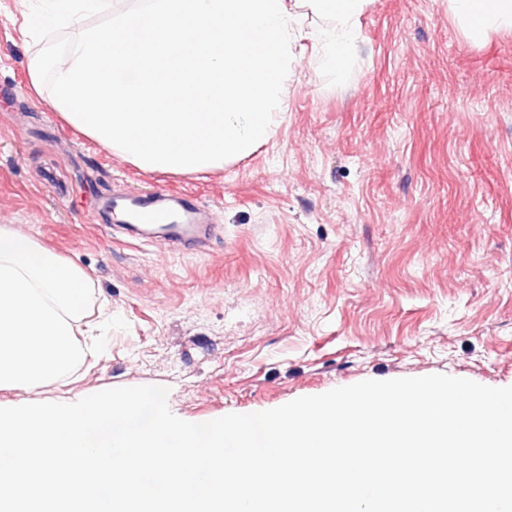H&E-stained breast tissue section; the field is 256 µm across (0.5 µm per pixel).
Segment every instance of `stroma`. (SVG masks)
Masks as SVG:
<instances>
[{
	"instance_id": "stroma-1",
	"label": "stroma",
	"mask_w": 512,
	"mask_h": 512,
	"mask_svg": "<svg viewBox=\"0 0 512 512\" xmlns=\"http://www.w3.org/2000/svg\"><path fill=\"white\" fill-rule=\"evenodd\" d=\"M29 0H0V224L83 271L97 344L33 403L163 385L207 422L364 380L512 386V32L476 41L449 0H370L328 85L294 48L287 110L206 175L133 166L29 91ZM154 189L213 213L204 247L106 221Z\"/></svg>"
}]
</instances>
